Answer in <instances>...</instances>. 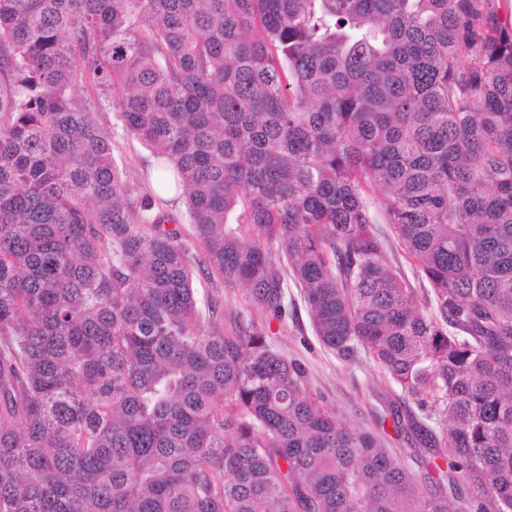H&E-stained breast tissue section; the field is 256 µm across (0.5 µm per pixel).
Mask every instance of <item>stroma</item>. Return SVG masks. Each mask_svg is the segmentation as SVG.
Masks as SVG:
<instances>
[{
  "instance_id": "obj_1",
  "label": "stroma",
  "mask_w": 512,
  "mask_h": 512,
  "mask_svg": "<svg viewBox=\"0 0 512 512\" xmlns=\"http://www.w3.org/2000/svg\"><path fill=\"white\" fill-rule=\"evenodd\" d=\"M91 110L99 124L111 129L113 153L127 182L147 190L152 185L148 173L153 158L149 151L126 134L106 103L92 105ZM194 286L200 302L215 301L223 310L241 312L254 319L259 316L250 306L243 285L227 284L218 277L199 274L194 279ZM288 302L294 306L296 317L284 325L271 322L269 336L273 348L305 368L311 388L323 394L326 402L343 415L348 425L377 435L383 446L396 454L414 474L421 488L432 489L433 484L421 462V452L398 437L394 429L379 425L389 401L396 398V390L380 379L377 366L370 360L363 358L349 364L318 343L299 289L289 288Z\"/></svg>"
}]
</instances>
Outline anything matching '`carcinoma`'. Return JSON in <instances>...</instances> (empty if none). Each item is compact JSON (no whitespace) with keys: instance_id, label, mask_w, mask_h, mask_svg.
Listing matches in <instances>:
<instances>
[{"instance_id":"cac0c4a2","label":"carcinoma","mask_w":512,"mask_h":512,"mask_svg":"<svg viewBox=\"0 0 512 512\" xmlns=\"http://www.w3.org/2000/svg\"><path fill=\"white\" fill-rule=\"evenodd\" d=\"M96 98L157 191L132 200ZM209 270L279 323L301 289L321 346L412 397L393 428L439 492L264 323L204 324ZM446 457L512 512L505 0H0V512H460ZM156 206L158 207L157 211H161L162 214L171 219L165 223L167 228H174V223H176L182 231L186 234L189 233L183 197H176L171 200L161 198V200H157ZM376 225L379 230L381 239L384 242L385 250H386L387 258H388L389 262L392 265H399L403 269L405 275L407 276V278L409 279V281L411 282V284L414 288H429L428 284L426 282L424 283L425 284L424 286L422 283L420 284V281L414 275L412 269L410 268V266L408 265V263L406 262V260L403 256V251H402L401 247L399 246L398 242L394 239L393 235L391 234L389 225L388 224H376Z\"/></svg>"}]
</instances>
